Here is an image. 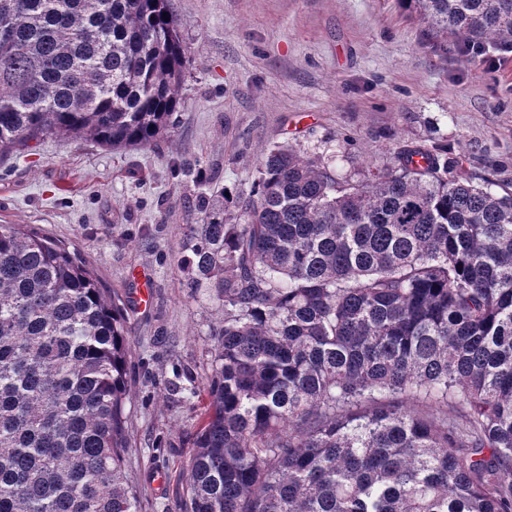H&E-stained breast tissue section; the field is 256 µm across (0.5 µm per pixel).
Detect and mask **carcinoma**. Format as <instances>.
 Segmentation results:
<instances>
[{"mask_svg": "<svg viewBox=\"0 0 512 512\" xmlns=\"http://www.w3.org/2000/svg\"><path fill=\"white\" fill-rule=\"evenodd\" d=\"M0 0V160L169 132V0ZM512 50V0H402ZM205 197L181 260L221 311L181 512H512V192L409 144L359 181L291 146ZM124 308L66 245L0 224V512H138Z\"/></svg>", "mask_w": 512, "mask_h": 512, "instance_id": "1", "label": "carcinoma"}]
</instances>
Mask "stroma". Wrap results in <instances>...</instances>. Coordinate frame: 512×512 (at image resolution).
Segmentation results:
<instances>
[{"label": "stroma", "instance_id": "stroma-1", "mask_svg": "<svg viewBox=\"0 0 512 512\" xmlns=\"http://www.w3.org/2000/svg\"><path fill=\"white\" fill-rule=\"evenodd\" d=\"M169 4L188 50L171 136L118 151L53 136L0 162V224L66 243L124 307L140 512H180L204 412L188 390L219 314L180 263L201 191L249 189L276 144L354 180L405 145L445 144L457 173L512 185V52L462 63L400 0Z\"/></svg>", "mask_w": 512, "mask_h": 512}]
</instances>
